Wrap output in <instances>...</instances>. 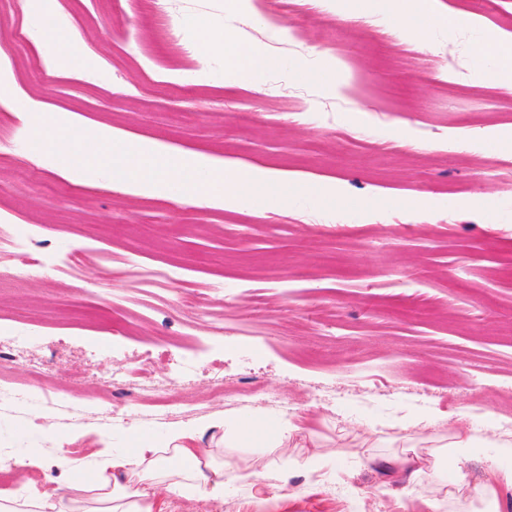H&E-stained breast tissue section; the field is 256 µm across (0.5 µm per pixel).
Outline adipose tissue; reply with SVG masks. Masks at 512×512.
I'll list each match as a JSON object with an SVG mask.
<instances>
[{
  "label": "adipose tissue",
  "instance_id": "1",
  "mask_svg": "<svg viewBox=\"0 0 512 512\" xmlns=\"http://www.w3.org/2000/svg\"><path fill=\"white\" fill-rule=\"evenodd\" d=\"M196 53L208 57L223 50L225 59L241 69L255 71L264 62L250 50L236 44H221L210 28L197 27ZM90 147L68 149L64 158L70 172L83 173L108 167L113 177L126 181L145 197L169 196L179 187L198 203L238 206L256 192L276 199L291 181L287 174L265 168H244L237 163L206 155L180 157L156 143L126 139L114 130L101 127L90 136ZM212 422L172 429L162 442L143 443L135 448L92 453V476H84L75 460L62 455L56 460L64 476L57 487L42 490L28 481L15 493L0 495V512H167L169 498L223 500L226 489L239 481L259 485L263 471H250L228 460L215 465L210 452L199 445ZM306 431L304 416L296 414L281 426L266 431L251 418L241 417L224 427L225 441L251 443L268 453L287 447ZM481 437L467 432L463 423L452 426L447 437L435 440L431 456L434 480L448 471L460 470L464 451L478 447ZM164 485L168 500L157 499L154 488Z\"/></svg>",
  "mask_w": 512,
  "mask_h": 512
}]
</instances>
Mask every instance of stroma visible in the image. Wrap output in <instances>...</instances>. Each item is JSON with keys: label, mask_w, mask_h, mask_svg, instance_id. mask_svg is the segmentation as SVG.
Segmentation results:
<instances>
[{"label": "stroma", "mask_w": 512, "mask_h": 512, "mask_svg": "<svg viewBox=\"0 0 512 512\" xmlns=\"http://www.w3.org/2000/svg\"><path fill=\"white\" fill-rule=\"evenodd\" d=\"M459 14L430 45L389 38L380 11L339 14L307 0H0V266L38 261L0 290V356L18 384L58 404L62 441L34 436L39 410L0 406V456L19 460L0 493L57 477L59 454L86 460L132 448L169 428L240 416L275 425L304 414L327 457L288 447L269 468L256 447H220L215 461L268 470L223 501L178 498L172 512H399L423 474L390 472L400 430L431 439L456 421L484 440L461 470L475 488L492 465L512 466L496 442L512 430V92L476 53L500 16L469 0H436ZM51 14L78 34L79 61L37 41ZM204 21L225 42L267 61L247 74L217 54L186 56ZM146 139L173 154H201L288 173L282 200L239 208L134 194L104 168L74 178L56 137L37 144L34 116L59 111ZM83 264L63 275L74 247ZM173 277L145 291L139 268ZM195 311L174 302L180 294ZM180 370L195 406L147 405L122 370ZM248 398L215 395V380ZM40 459L42 470L28 467Z\"/></svg>", "instance_id": "obj_1"}]
</instances>
